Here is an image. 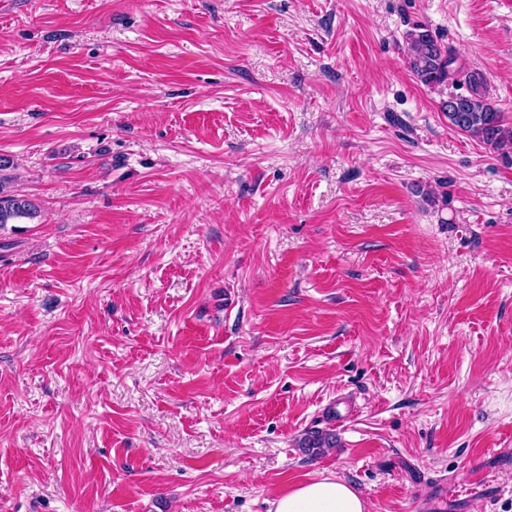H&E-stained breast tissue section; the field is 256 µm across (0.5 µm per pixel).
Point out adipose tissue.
Instances as JSON below:
<instances>
[{
    "label": "adipose tissue",
    "instance_id": "adipose-tissue-1",
    "mask_svg": "<svg viewBox=\"0 0 512 512\" xmlns=\"http://www.w3.org/2000/svg\"><path fill=\"white\" fill-rule=\"evenodd\" d=\"M272 512H368V506L346 481L325 476L278 495Z\"/></svg>",
    "mask_w": 512,
    "mask_h": 512
}]
</instances>
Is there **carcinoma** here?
Listing matches in <instances>:
<instances>
[{
    "label": "carcinoma",
    "instance_id": "cac0c4a2",
    "mask_svg": "<svg viewBox=\"0 0 512 512\" xmlns=\"http://www.w3.org/2000/svg\"><path fill=\"white\" fill-rule=\"evenodd\" d=\"M408 65L416 78L426 86L442 88L448 79L458 74L464 78L467 93L450 94L453 103L442 102L441 108L455 128L470 134L499 153L504 159L512 157V127L503 113L489 101L487 85L482 72L453 68L457 56L442 46L424 25H417L406 35ZM36 207L21 195H0V227L17 218H30ZM301 447L310 454L321 455L336 447V438L327 433L314 432L306 437Z\"/></svg>",
    "mask_w": 512,
    "mask_h": 512
}]
</instances>
